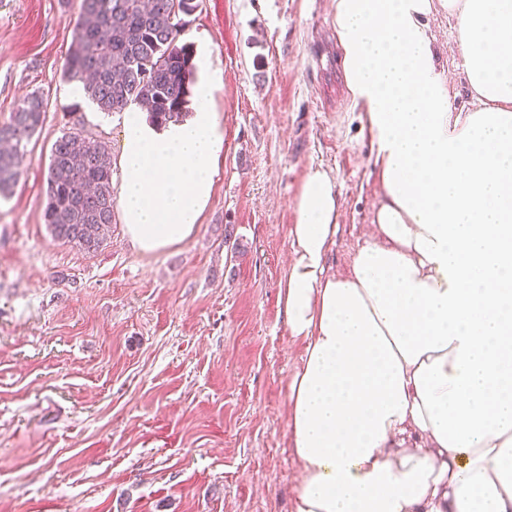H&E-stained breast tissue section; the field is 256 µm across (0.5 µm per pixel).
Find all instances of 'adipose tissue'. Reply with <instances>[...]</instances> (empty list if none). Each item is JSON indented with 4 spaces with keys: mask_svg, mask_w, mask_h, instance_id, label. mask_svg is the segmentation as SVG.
I'll return each instance as SVG.
<instances>
[{
    "mask_svg": "<svg viewBox=\"0 0 512 512\" xmlns=\"http://www.w3.org/2000/svg\"><path fill=\"white\" fill-rule=\"evenodd\" d=\"M348 89L378 138L376 240L327 272L335 180L294 200L282 287L304 342L289 384L295 512H512V0H334ZM457 16L475 100L455 110L425 18ZM202 65L189 117L128 113L118 189L132 248L193 234L224 136Z\"/></svg>",
    "mask_w": 512,
    "mask_h": 512,
    "instance_id": "1",
    "label": "adipose tissue"
}]
</instances>
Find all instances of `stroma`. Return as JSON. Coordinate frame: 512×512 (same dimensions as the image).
<instances>
[{"label":"stroma","mask_w":512,"mask_h":512,"mask_svg":"<svg viewBox=\"0 0 512 512\" xmlns=\"http://www.w3.org/2000/svg\"><path fill=\"white\" fill-rule=\"evenodd\" d=\"M180 40L206 39L224 151L192 237L132 249L121 221L97 251L43 221L51 147L76 120L123 146V117L70 93L80 0H0V123L47 104L0 196V512H294L288 384L303 343L281 294L293 202L310 169L340 193L325 264L376 236L378 140L347 88L333 0H197ZM457 20L428 33L454 108L473 100ZM233 225L240 250L224 243Z\"/></svg>","instance_id":"stroma-1"}]
</instances>
